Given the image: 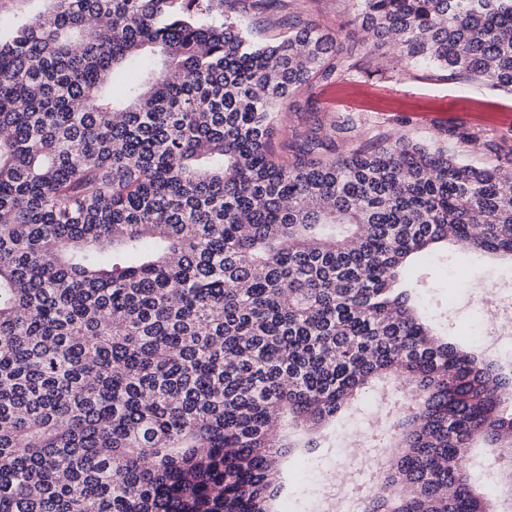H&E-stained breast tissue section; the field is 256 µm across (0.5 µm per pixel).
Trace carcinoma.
<instances>
[{
    "label": "carcinoma",
    "instance_id": "obj_1",
    "mask_svg": "<svg viewBox=\"0 0 512 512\" xmlns=\"http://www.w3.org/2000/svg\"><path fill=\"white\" fill-rule=\"evenodd\" d=\"M31 2L0 0V512H277L282 460L391 381L363 512H499L471 452L512 456V373L438 337L408 269L512 258V177L270 136L374 49L512 94V0H347L343 39L250 0L288 20L263 41L237 0Z\"/></svg>",
    "mask_w": 512,
    "mask_h": 512
}]
</instances>
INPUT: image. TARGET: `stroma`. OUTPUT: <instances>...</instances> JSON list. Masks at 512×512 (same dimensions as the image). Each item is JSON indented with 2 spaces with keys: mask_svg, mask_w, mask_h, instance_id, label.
Listing matches in <instances>:
<instances>
[{
  "mask_svg": "<svg viewBox=\"0 0 512 512\" xmlns=\"http://www.w3.org/2000/svg\"><path fill=\"white\" fill-rule=\"evenodd\" d=\"M307 15L323 30L341 37L353 29L347 0H310ZM337 124L348 128L343 138L347 150L399 136L430 141L450 128L475 130L482 138L472 160L512 162V95L451 80L434 69L406 68L394 78L382 71L371 77L354 71L341 82L306 88L284 107L274 127L273 142L279 145L298 134L321 137L332 133ZM488 271L512 274V262L471 260L463 270L453 257H435L428 264L430 311L457 338L493 331L501 324L499 315L490 310L474 317L467 294H459L453 302L448 299L454 277L474 286L481 284L482 273ZM399 402L396 385L387 384L336 432L328 434L320 447L289 457L283 465L286 493L278 512H323L324 479L353 486V473L366 457L349 452V439H363L378 428L391 427Z\"/></svg>",
  "mask_w": 512,
  "mask_h": 512,
  "instance_id": "35a3bbf8",
  "label": "stroma"
}]
</instances>
